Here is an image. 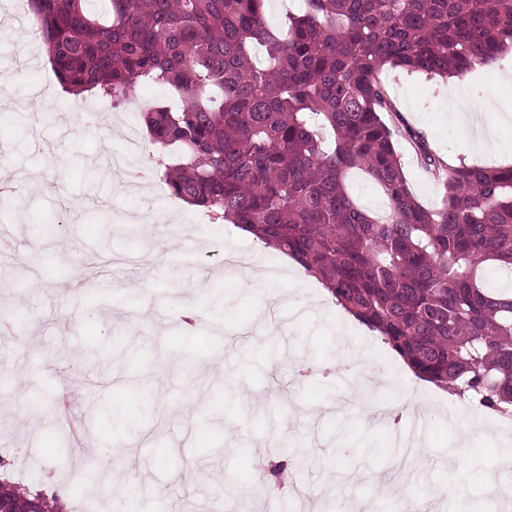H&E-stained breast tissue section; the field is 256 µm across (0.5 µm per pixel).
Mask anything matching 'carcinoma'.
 Returning <instances> with one entry per match:
<instances>
[{"label":"carcinoma","instance_id":"1","mask_svg":"<svg viewBox=\"0 0 512 512\" xmlns=\"http://www.w3.org/2000/svg\"><path fill=\"white\" fill-rule=\"evenodd\" d=\"M267 0H30L64 93L114 104L138 85L180 106L144 124L170 195L292 257L414 375L512 412V166L451 164L412 132L442 183L411 191L383 118L388 68L466 74L512 54V0H303L278 29ZM264 59L256 61V48ZM364 174L382 217L350 192ZM33 484L0 482L29 507Z\"/></svg>","mask_w":512,"mask_h":512}]
</instances>
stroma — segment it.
I'll return each instance as SVG.
<instances>
[{"mask_svg": "<svg viewBox=\"0 0 512 512\" xmlns=\"http://www.w3.org/2000/svg\"><path fill=\"white\" fill-rule=\"evenodd\" d=\"M0 75L11 76L0 95V175L13 181L24 172L26 190L0 209V310L20 314V329L0 335V457L24 459L39 468L43 483L73 497V483L100 482L112 512H222L226 503H246L250 512H309L320 499L324 512H340L341 502L369 501L373 512H400L399 498L372 482L391 468L397 448L393 431L420 436L425 451L408 494L433 498L437 512H493L486 476L502 455L512 452V434L489 431L478 409L465 410L476 458L473 467L455 466L448 456L458 429L448 397L417 379L399 356L354 317L324 295L319 282L274 249H262L232 224H212L199 208L173 198L153 159L159 153L141 116L143 105L178 106L170 89L149 84L120 108L95 100L97 123L80 122L60 111L62 92L41 39L0 0ZM512 57L467 76L460 93L473 101L494 96L507 120L495 125V140L512 152ZM387 89L397 112L387 115L399 132V150L418 200L436 206L442 187L416 160L405 130L421 135L451 160L488 164L452 123L454 107L446 82L387 73ZM134 130L143 146L131 155L121 177L105 164L124 149L123 135ZM143 181L157 203L156 223L165 225L171 248L165 262L147 267V243L106 231L104 218L124 223L139 204L127 200L124 178ZM57 224L46 239L37 228ZM249 257L279 270L276 284L291 294L274 301L224 279L225 253ZM151 279V294L137 286ZM224 335L179 329L184 302ZM383 375L372 397L390 405L417 407L420 417L398 428L363 422L359 411L341 412L351 390L339 363L342 353ZM191 359L189 369L170 368L163 355ZM319 373L299 377L298 361ZM82 433L92 453L74 457L73 433ZM112 449L114 475L130 476L124 489L105 483L95 449ZM260 454L269 468L249 462ZM192 465L196 478L181 484L173 476ZM286 465L290 492L273 491L272 467Z\"/></svg>", "mask_w": 512, "mask_h": 512, "instance_id": "1", "label": "stroma"}]
</instances>
